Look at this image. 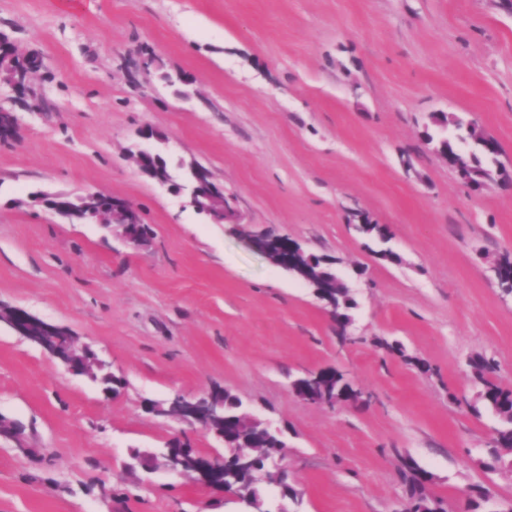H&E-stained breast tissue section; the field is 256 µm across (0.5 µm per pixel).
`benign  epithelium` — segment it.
Instances as JSON below:
<instances>
[{
	"instance_id": "obj_1",
	"label": "benign epithelium",
	"mask_w": 512,
	"mask_h": 512,
	"mask_svg": "<svg viewBox=\"0 0 512 512\" xmlns=\"http://www.w3.org/2000/svg\"><path fill=\"white\" fill-rule=\"evenodd\" d=\"M158 155L144 150L138 156V165L142 173L149 178L166 184L170 175L164 170L154 168ZM190 204L215 223H222L236 214L235 199L224 194V188L215 184L207 169L199 165L191 166L189 186ZM50 211L60 219L89 221L121 228V237L130 245L140 247L150 236L142 234L144 228L139 211L127 200L104 191H90L79 198V204L70 205L59 199L50 207ZM252 247L263 254L273 264L291 273L295 278L313 288L316 297L327 302L326 289L343 288L345 283L335 275L325 286L310 274L305 265L308 254L297 241H288L282 236L279 242L267 234L258 235L251 240ZM0 322L7 323L18 335L37 346L44 354L59 360L71 372L95 376L94 367L103 365L88 351L77 349L73 336L66 328L46 322L26 311L10 309L0 311ZM323 371L308 373L292 384L294 393L302 400H308L311 392L323 389ZM159 414L167 418L198 426L216 438L224 439V419L226 409L224 399L209 389L198 396L188 399L174 394L157 403ZM159 463L165 470L179 476L194 475L199 483L218 491H224V453L216 451L208 455L187 454L185 449L170 443L153 454L151 463Z\"/></svg>"
}]
</instances>
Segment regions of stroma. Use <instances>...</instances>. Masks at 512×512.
<instances>
[{"label": "stroma", "mask_w": 512, "mask_h": 512, "mask_svg": "<svg viewBox=\"0 0 512 512\" xmlns=\"http://www.w3.org/2000/svg\"><path fill=\"white\" fill-rule=\"evenodd\" d=\"M0 35L42 52L30 86L48 104L0 84L19 118L0 144V308L68 328L122 381L105 392L0 324V512H248L131 459L176 437L215 448L144 409L214 387L288 443L297 496L261 483L267 512H400L408 459L446 512L512 501V466L485 467L501 421L472 370L486 358L512 388V295L492 272L512 255V187L473 188L423 136L437 113L475 124L512 171L503 0H0ZM142 149L178 183L206 167L235 221L142 174ZM90 190L134 204L149 242L33 200ZM363 215L389 227L391 258L367 247ZM262 233L332 259L356 301L346 331L251 247ZM324 368L356 398L294 395ZM474 486L489 501L469 505Z\"/></svg>", "instance_id": "35a3bbf8"}]
</instances>
